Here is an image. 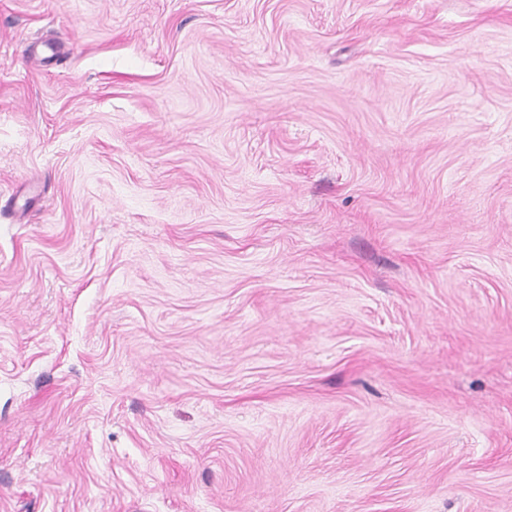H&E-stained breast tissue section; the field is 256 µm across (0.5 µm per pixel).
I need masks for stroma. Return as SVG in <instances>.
Returning <instances> with one entry per match:
<instances>
[{
    "label": "stroma",
    "mask_w": 512,
    "mask_h": 512,
    "mask_svg": "<svg viewBox=\"0 0 512 512\" xmlns=\"http://www.w3.org/2000/svg\"><path fill=\"white\" fill-rule=\"evenodd\" d=\"M0 512H512V0H0Z\"/></svg>",
    "instance_id": "stroma-1"
}]
</instances>
